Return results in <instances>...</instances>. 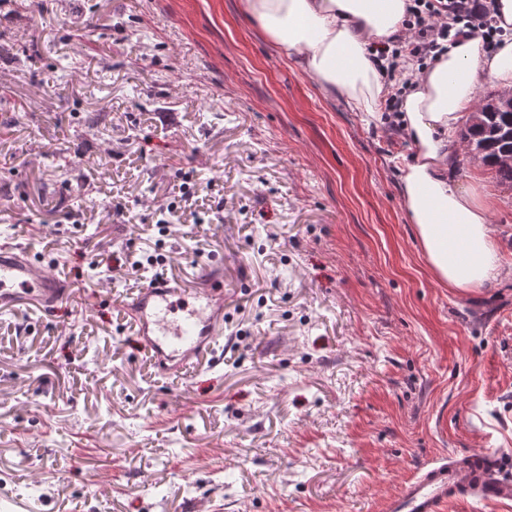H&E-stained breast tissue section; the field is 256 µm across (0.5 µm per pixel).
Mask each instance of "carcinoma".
I'll return each instance as SVG.
<instances>
[{
	"label": "carcinoma",
	"mask_w": 512,
	"mask_h": 512,
	"mask_svg": "<svg viewBox=\"0 0 512 512\" xmlns=\"http://www.w3.org/2000/svg\"><path fill=\"white\" fill-rule=\"evenodd\" d=\"M512 129V112H484L481 124H469L461 138L474 142L475 148L481 150V158L495 169L497 179L512 186V165L502 160L512 155V136L503 132Z\"/></svg>",
	"instance_id": "1"
}]
</instances>
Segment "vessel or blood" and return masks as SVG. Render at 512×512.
Here are the masks:
<instances>
[{
  "mask_svg": "<svg viewBox=\"0 0 512 512\" xmlns=\"http://www.w3.org/2000/svg\"><path fill=\"white\" fill-rule=\"evenodd\" d=\"M29 247L0 249V311L24 303L44 309L67 293V284L47 273ZM145 347L169 372L179 373L202 355H212L224 335V290L220 278L192 288L175 278L146 283L128 306ZM483 501L512 502V475L499 471L479 451L448 455L421 467L387 512H443L459 489Z\"/></svg>",
  "mask_w": 512,
  "mask_h": 512,
  "instance_id": "1",
  "label": "vessel or blood"
}]
</instances>
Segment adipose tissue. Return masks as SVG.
Returning <instances> with one entry per match:
<instances>
[{
  "label": "adipose tissue",
  "instance_id": "adipose-tissue-1",
  "mask_svg": "<svg viewBox=\"0 0 512 512\" xmlns=\"http://www.w3.org/2000/svg\"><path fill=\"white\" fill-rule=\"evenodd\" d=\"M279 54L322 90L343 96L366 124L379 119L383 87L368 47L402 29L405 0H243ZM512 86V41L484 50L465 40L416 77L403 100L401 128L412 153L400 168L401 197L432 271L465 290L500 268L490 204L458 188L446 172L451 136L475 108L478 90Z\"/></svg>",
  "mask_w": 512,
  "mask_h": 512
}]
</instances>
